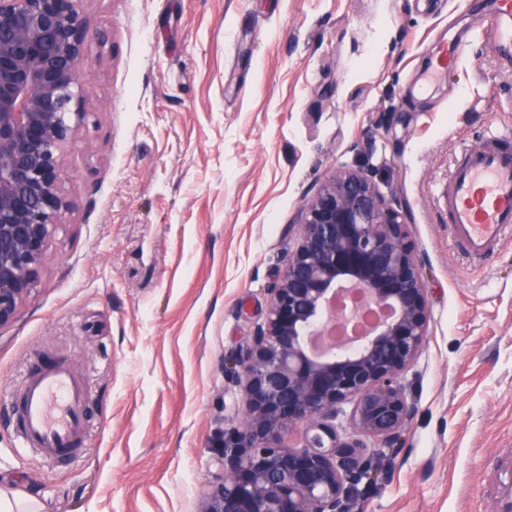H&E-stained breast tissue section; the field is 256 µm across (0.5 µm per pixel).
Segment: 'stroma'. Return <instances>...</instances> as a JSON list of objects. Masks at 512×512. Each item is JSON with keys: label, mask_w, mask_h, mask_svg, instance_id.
<instances>
[{"label": "stroma", "mask_w": 512, "mask_h": 512, "mask_svg": "<svg viewBox=\"0 0 512 512\" xmlns=\"http://www.w3.org/2000/svg\"><path fill=\"white\" fill-rule=\"evenodd\" d=\"M484 0H81L105 31L64 153L74 209L0 329V490L41 512H200L244 412L234 381L296 243L300 206L359 168L403 212L430 335L415 403L358 512H495L512 466V237L478 264L443 193L460 144L512 128V50L490 22L421 90L435 43ZM86 377L67 463L21 447L27 372Z\"/></svg>", "instance_id": "1"}]
</instances>
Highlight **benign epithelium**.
<instances>
[{
  "instance_id": "7a95c632",
  "label": "benign epithelium",
  "mask_w": 512,
  "mask_h": 512,
  "mask_svg": "<svg viewBox=\"0 0 512 512\" xmlns=\"http://www.w3.org/2000/svg\"><path fill=\"white\" fill-rule=\"evenodd\" d=\"M79 0H0V329L16 322L73 209L63 150L99 35ZM297 244L271 290L237 380L246 414L224 437V471L202 512H351L372 479L368 441L397 442L413 402L405 371L430 307L404 215L361 170H338L297 212ZM363 292L387 315L366 333L326 334L338 296ZM352 404V435L336 428ZM304 424V443H286Z\"/></svg>"
}]
</instances>
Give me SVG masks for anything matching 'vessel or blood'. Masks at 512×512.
I'll return each instance as SVG.
<instances>
[{
  "label": "vessel or blood",
  "instance_id": "obj_1",
  "mask_svg": "<svg viewBox=\"0 0 512 512\" xmlns=\"http://www.w3.org/2000/svg\"><path fill=\"white\" fill-rule=\"evenodd\" d=\"M497 48L512 47V0H491ZM432 78L456 66L468 43L452 32L439 41ZM454 240L472 259L488 256L512 233V129L488 126L478 146L461 145L444 193ZM87 384L62 361L32 369L21 389V445L42 457L74 454L86 436Z\"/></svg>",
  "mask_w": 512,
  "mask_h": 512
}]
</instances>
